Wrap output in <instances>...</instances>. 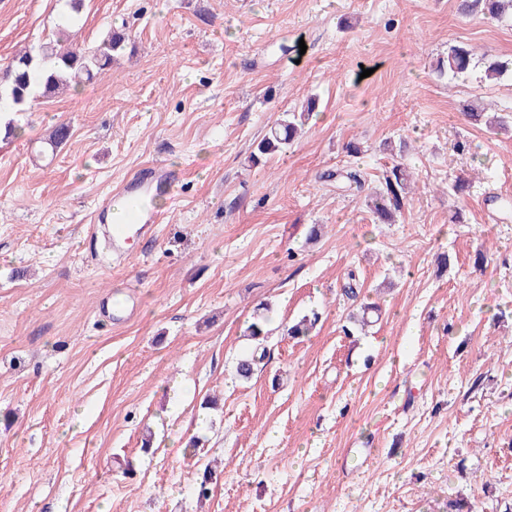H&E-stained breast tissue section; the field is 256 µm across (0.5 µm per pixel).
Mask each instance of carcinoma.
I'll use <instances>...</instances> for the list:
<instances>
[{
    "label": "carcinoma",
    "instance_id": "cac0c4a2",
    "mask_svg": "<svg viewBox=\"0 0 512 512\" xmlns=\"http://www.w3.org/2000/svg\"><path fill=\"white\" fill-rule=\"evenodd\" d=\"M62 2L65 6V26L58 29V34L63 36L67 33V26L80 17L82 0ZM457 10L466 16L479 13L502 19L512 11V0H457ZM128 40L126 33L112 29L99 44L87 50L62 49L61 39L58 38L19 52L0 73V112H23L32 98L54 95L83 75L92 77L93 71H102L112 65V59L125 50ZM475 67V54L468 45L460 43L448 47L447 54L437 62L436 72L441 77L448 75L457 78ZM315 107L316 100L311 98L301 111L285 113L284 119L270 128L261 139L258 154L251 155L250 161L256 164L259 157L282 151ZM409 190V175L402 167L395 165L385 177L384 186L367 193L366 198L379 220L391 222L395 214L401 211ZM264 321V316L259 314L248 327L249 336L256 341V346L249 356L237 363L236 371L242 379H250L264 358V353L260 352L265 338Z\"/></svg>",
    "mask_w": 512,
    "mask_h": 512
}]
</instances>
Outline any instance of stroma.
Segmentation results:
<instances>
[{"label":"stroma","mask_w":512,"mask_h":512,"mask_svg":"<svg viewBox=\"0 0 512 512\" xmlns=\"http://www.w3.org/2000/svg\"><path fill=\"white\" fill-rule=\"evenodd\" d=\"M59 21L57 0H0V67ZM113 27L131 52L0 138V512H512V212L488 200L512 194V134L463 112H512V74L432 71L457 43L511 59L512 22L455 0H85L69 44ZM312 95L303 134L252 165ZM154 162L182 173L154 237L87 253L99 199ZM395 165L414 189L392 224L320 178L377 188ZM123 292L131 319L100 315ZM264 321L265 318L261 313L257 314L256 321L251 323L249 327L247 328L250 336L253 340L256 341V346L254 350L251 352V354L248 357L242 358L238 361L236 366L237 374L240 378L248 380L252 377V375L255 374V371H257L258 365L260 364L261 360L264 358V348H262V351L259 353V350L261 349V345L263 343L265 338V330H264Z\"/></svg>","instance_id":"stroma-1"}]
</instances>
